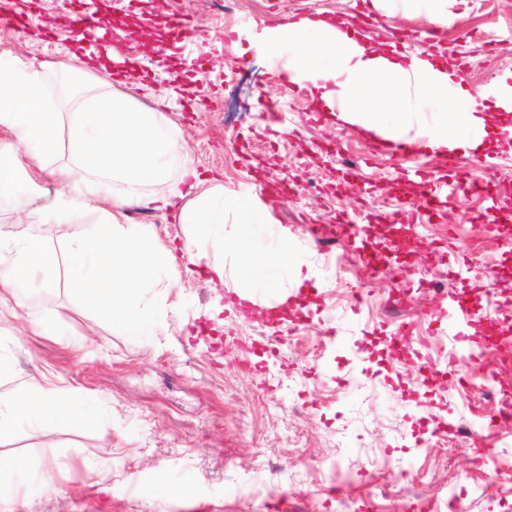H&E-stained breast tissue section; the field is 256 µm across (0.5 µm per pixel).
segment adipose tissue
Here are the masks:
<instances>
[{
    "instance_id": "obj_1",
    "label": "adipose tissue",
    "mask_w": 512,
    "mask_h": 512,
    "mask_svg": "<svg viewBox=\"0 0 512 512\" xmlns=\"http://www.w3.org/2000/svg\"><path fill=\"white\" fill-rule=\"evenodd\" d=\"M267 56L288 58V79L310 82L337 121L363 133L400 144L417 137L443 155L478 149L487 134L489 115L478 91L465 87L456 70L416 54H394L354 38L342 24L306 16L265 31ZM52 62L0 61V130L14 134L25 147V163L0 162V196L10 197L25 214L40 186L32 171H51L58 184L45 217L81 223L88 210L98 212L94 232L74 240L73 287L93 308L129 336L156 335L173 312L165 274L177 258L156 244L148 229L127 224L131 206L173 211L198 242L195 263L213 278L232 274L240 282L241 299L257 288H273L270 268H279L291 287L305 281L293 260L287 238L269 251L257 250L251 227L264 223V212L252 201L225 194L221 185L194 177L181 196L149 195L145 186L168 179L181 146L163 113L146 109L114 88L111 82L86 76L67 100L68 149L72 165L49 169L56 148V112L45 101V79ZM440 104L434 121L423 117L422 105ZM57 257L40 229L16 225L10 241H0V306L23 311L31 328L41 325L37 301L47 288L46 275ZM84 403L63 400L38 380L14 396L0 398V442L25 426L97 419Z\"/></svg>"
}]
</instances>
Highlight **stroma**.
<instances>
[{"label": "stroma", "mask_w": 512, "mask_h": 512, "mask_svg": "<svg viewBox=\"0 0 512 512\" xmlns=\"http://www.w3.org/2000/svg\"><path fill=\"white\" fill-rule=\"evenodd\" d=\"M44 38L0 24V60H51L62 71L48 75L46 95L58 112L53 165L69 164L64 95L78 86L85 57L70 37V0H15ZM486 0H449L450 21L435 48L443 61L466 64L474 89H512V5L495 24L485 22ZM321 14L345 20L357 16L363 39L382 44L396 31L424 32L419 14L372 11L368 0H166L165 16L152 13L151 0H138L124 18L126 37H114L115 55L132 61L148 81L122 79L120 89L134 101L164 112L184 149L175 172L192 168L201 178L241 194L253 182L268 223L253 227L257 249L287 233L309 279V323L289 335L280 355L265 369L248 374L254 357L249 344L284 329L280 307L257 290L256 309L270 322L238 312L233 278L212 281L188 260L192 237L170 212L132 207L127 221L144 225L164 245L176 248L169 271L170 297L177 308L154 336L122 334L105 318L82 306L72 287L70 240L79 227L54 225L46 239L58 265L43 294L46 322L31 332L21 312L0 311V395L15 393L32 379H48L63 399L95 403L102 423L25 427L0 444V459L25 461L33 490L0 492V512H329V495L353 497L359 512H505L512 505V460L498 471H480L459 436L449 433L459 417L481 419L491 401L461 388L455 379L423 383L444 369L454 338L428 313L443 304L430 284L443 266L462 264L467 293L463 302L481 316L473 336L483 364L459 368V376L480 379L501 369L512 381V366L501 368L484 337L501 334L486 321L490 297L512 300V200L495 195L498 232L481 238L477 225L486 194L459 189L446 198L429 222L399 224L402 203L419 189L393 178L396 158L381 139L318 114L311 84L288 83L287 58L267 59L259 50L262 28L286 16ZM187 17L199 30L187 49L198 66L179 95L166 99L173 73L157 53L166 19ZM279 106L269 116L266 103ZM482 160L492 185L512 183V132L498 130L478 151L460 153L462 171ZM359 162L348 176L349 162ZM311 176L316 185L292 196L273 184L275 175ZM43 188L26 217L0 197V236L19 220L40 224L56 186ZM343 212L359 213L363 224H389L397 253L391 266L371 274L347 241L324 250L306 233L308 218L335 223ZM343 267H336V257ZM416 284L409 323L415 340H426L421 356L399 360L365 356L368 342L395 331L385 309L399 289L398 276ZM339 328V341L321 347L319 337ZM277 462L278 482L288 494L280 502L252 495L249 486L265 476L261 462ZM351 480L333 484L334 470ZM190 488L186 498L162 499L159 484Z\"/></svg>", "instance_id": "35a3bbf8"}]
</instances>
